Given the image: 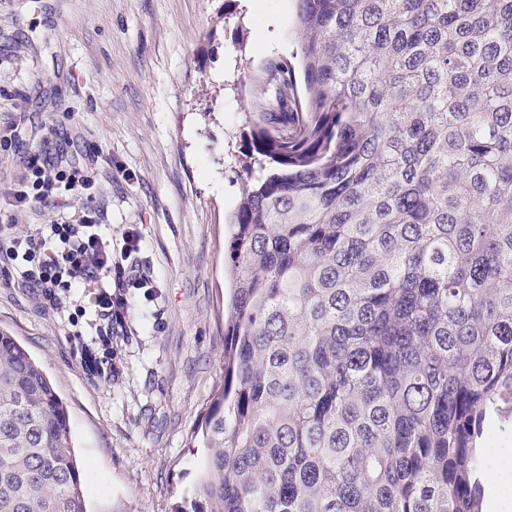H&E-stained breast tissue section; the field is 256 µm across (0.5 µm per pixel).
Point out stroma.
I'll return each mask as SVG.
<instances>
[{"mask_svg": "<svg viewBox=\"0 0 512 512\" xmlns=\"http://www.w3.org/2000/svg\"><path fill=\"white\" fill-rule=\"evenodd\" d=\"M296 28L295 0H0V131L24 123L19 144L0 147V188L67 139L89 178L63 209L15 212V231L103 208L113 251L139 230L153 279L128 290L130 319L100 371L81 358L100 326L86 297L68 298L86 313L65 324L0 263V330L67 407L87 512H178L203 475L190 438L224 381V246L254 93L237 73L295 55ZM484 436L491 495L512 505V409L490 412Z\"/></svg>", "mask_w": 512, "mask_h": 512, "instance_id": "stroma-1", "label": "stroma"}]
</instances>
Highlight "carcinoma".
I'll use <instances>...</instances> for the list:
<instances>
[{
    "label": "carcinoma",
    "instance_id": "obj_1",
    "mask_svg": "<svg viewBox=\"0 0 512 512\" xmlns=\"http://www.w3.org/2000/svg\"><path fill=\"white\" fill-rule=\"evenodd\" d=\"M297 38L237 74L191 512H483V422L512 404V0H297ZM0 512H86L67 408L2 330Z\"/></svg>",
    "mask_w": 512,
    "mask_h": 512
}]
</instances>
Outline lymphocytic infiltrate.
<instances>
[{
  "mask_svg": "<svg viewBox=\"0 0 512 512\" xmlns=\"http://www.w3.org/2000/svg\"><path fill=\"white\" fill-rule=\"evenodd\" d=\"M87 181L81 170L63 167L61 160L40 154L32 157L25 172L6 193L7 204L16 209L58 207L63 191H73ZM98 216L79 221L56 220L35 224L16 236L10 225H0V261L21 260L17 285L62 301L70 291L89 296L103 324L99 340L112 344V327L124 323L127 311L122 294L126 288H148L152 282L143 270L140 236L128 229L120 254L112 241L98 231Z\"/></svg>",
  "mask_w": 512,
  "mask_h": 512,
  "instance_id": "obj_1",
  "label": "lymphocytic infiltrate"
}]
</instances>
